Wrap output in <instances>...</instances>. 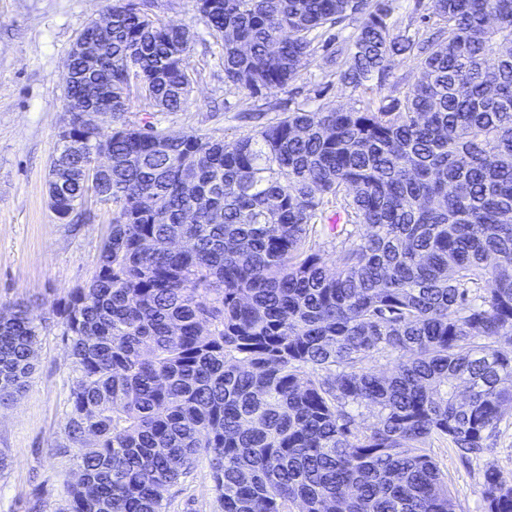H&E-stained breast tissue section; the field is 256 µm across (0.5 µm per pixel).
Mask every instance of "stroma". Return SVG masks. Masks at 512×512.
<instances>
[{"mask_svg": "<svg viewBox=\"0 0 512 512\" xmlns=\"http://www.w3.org/2000/svg\"><path fill=\"white\" fill-rule=\"evenodd\" d=\"M103 0H0V311L26 304L48 315L52 301L85 286L96 271L112 222L111 207L92 204V222L59 223L48 202L50 159L56 135L67 118L63 95L66 63L77 34L102 13ZM162 20L188 27L195 35L191 65L195 88L178 112H158L131 98L127 121L150 124L171 134L203 130L233 139L254 132L257 121L243 113L259 98L225 87L222 46L207 32L193 0H156ZM288 109L324 106L345 109L356 94L310 63L277 94ZM74 370L59 324H50L38 346L36 370L27 391L0 407V512H27L42 494L44 512H57L74 479L68 458L52 455L64 439ZM454 499V512H483V473L495 467L512 474V411L505 414L490 449L463 465L455 448L433 442ZM207 462H200L168 512H217Z\"/></svg>", "mask_w": 512, "mask_h": 512, "instance_id": "obj_1", "label": "stroma"}]
</instances>
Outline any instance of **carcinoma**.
I'll return each mask as SVG.
<instances>
[{
    "instance_id": "cac0c4a2",
    "label": "carcinoma",
    "mask_w": 512,
    "mask_h": 512,
    "mask_svg": "<svg viewBox=\"0 0 512 512\" xmlns=\"http://www.w3.org/2000/svg\"><path fill=\"white\" fill-rule=\"evenodd\" d=\"M105 2L112 35L78 34L98 65L70 61L74 122L51 161L65 223L91 190L113 211L91 282L52 305L76 372L59 512H167L201 458L220 512H454L428 447L477 457L512 409V0H430L424 42L393 32L396 0H195L224 85L252 97L347 21L352 48L325 60L343 84L370 95L401 62L419 73L348 109L268 100L277 117L231 141L125 120L133 85L161 112L187 103L194 35L154 0ZM88 101L112 131L86 125ZM47 322L0 312L1 404ZM482 498L512 512V477L486 469Z\"/></svg>"
}]
</instances>
